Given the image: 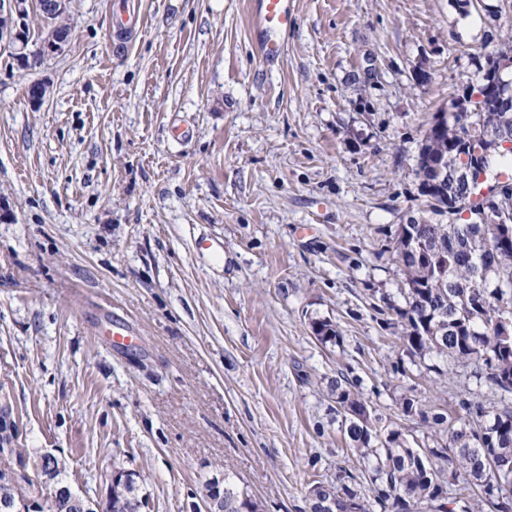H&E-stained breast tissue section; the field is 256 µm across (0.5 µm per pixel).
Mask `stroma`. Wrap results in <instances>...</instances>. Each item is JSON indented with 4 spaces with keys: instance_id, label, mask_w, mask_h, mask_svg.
I'll list each match as a JSON object with an SVG mask.
<instances>
[{
    "instance_id": "35a3bbf8",
    "label": "stroma",
    "mask_w": 512,
    "mask_h": 512,
    "mask_svg": "<svg viewBox=\"0 0 512 512\" xmlns=\"http://www.w3.org/2000/svg\"><path fill=\"white\" fill-rule=\"evenodd\" d=\"M294 2L272 64L251 0H138L126 30L115 0H69L40 68L0 48V399L90 499L123 469L146 512H206L228 473L261 512H309L311 486L365 468L336 376L385 418L477 389L377 305L403 302L419 145L512 36V0Z\"/></svg>"
}]
</instances>
